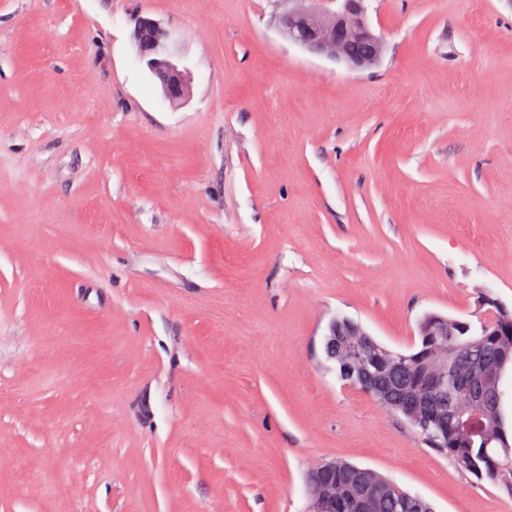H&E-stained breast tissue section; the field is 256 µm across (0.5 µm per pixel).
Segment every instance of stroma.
I'll use <instances>...</instances> for the list:
<instances>
[{"label":"stroma","instance_id":"obj_1","mask_svg":"<svg viewBox=\"0 0 512 512\" xmlns=\"http://www.w3.org/2000/svg\"><path fill=\"white\" fill-rule=\"evenodd\" d=\"M286 6L0 0V512H307L336 459L512 512L321 347L339 314L403 352L481 290L512 310V0H370L362 73ZM141 60L158 79L164 97L172 103L181 102L189 93L185 69L175 62L176 43L170 33L153 19H142L134 33Z\"/></svg>","mask_w":512,"mask_h":512}]
</instances>
